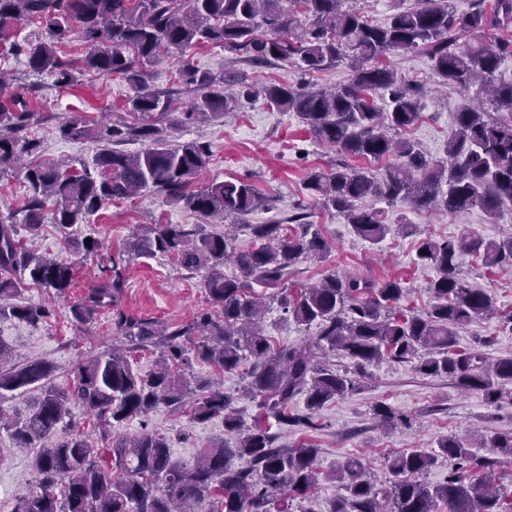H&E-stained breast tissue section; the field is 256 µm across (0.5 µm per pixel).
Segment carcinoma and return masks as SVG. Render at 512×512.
<instances>
[{
	"instance_id": "cac0c4a2",
	"label": "carcinoma",
	"mask_w": 512,
	"mask_h": 512,
	"mask_svg": "<svg viewBox=\"0 0 512 512\" xmlns=\"http://www.w3.org/2000/svg\"><path fill=\"white\" fill-rule=\"evenodd\" d=\"M291 3L288 8L285 3ZM347 0H0V44L26 57L29 69L74 83L72 62L58 55L57 44L76 32L89 50L81 65L124 80L133 91L124 112L106 123L72 115L61 122L65 139L92 138L101 144L93 167L66 169L40 161L41 146L24 135L34 119L26 94L10 87L0 72V171L25 169L23 223L37 229L47 208L62 232L82 224L113 201L144 191L164 192L170 202L206 218L242 219L266 209L265 199L243 180L213 182L189 189L206 167L211 146L205 141L170 144L169 129L187 126L200 116L222 117L241 100L263 93L266 103L297 115L308 131L336 152L326 169L309 173L305 188L322 204L341 213L353 232L376 245L391 232L383 211L368 201L385 199L413 208H433L448 215L480 208L495 221L512 212V79L502 77L503 61L512 57V0H473L459 15L449 0L397 3L388 23L379 26ZM21 20L37 23L47 39L35 44L12 39ZM201 44L222 46L256 65L272 60L301 63L306 72L348 62L349 80L331 88L269 85L262 91L230 73L218 78L184 61ZM422 51L449 86L468 89L480 79L490 87L493 117L479 107L454 113L446 159L428 155L418 143L390 136L415 125L421 114L419 91L398 77L391 56ZM168 55L180 62L179 79L200 92L184 112L173 111V98L148 85L147 67ZM239 86L235 93L224 89ZM140 141L146 148L127 153L115 146ZM393 157L381 177L355 168L349 157ZM299 213L289 223L248 224L252 248L239 251L224 230H187L180 224H149L126 242L130 256L160 252L191 271L204 272L210 301L219 312H201L192 323L159 330L156 323L133 318L116 307L124 287L123 272L112 258L102 267L99 286L73 303L71 314L86 324L102 308L113 309L118 338L127 354L108 351L74 371L72 383L51 382L54 367L30 360L5 367L10 350L0 343V399L4 393L33 387L39 394L12 418L0 413V430L12 447L34 448L49 441L33 459L36 488L17 500L14 512H270V494L295 492L304 499L319 485L318 449L279 448L267 423L316 430L317 415L329 401L360 391L367 367L388 358L417 359L423 376H447L464 392L482 394L490 404L512 402V357L490 359L479 350H459L456 330L493 313L491 297L462 276L458 256L471 254L492 270L512 272V238L486 240L463 233L456 239L424 237L419 262L436 270L430 283L433 302L418 312L403 305L407 288L400 278L375 280L331 274L315 286L287 293V270L302 260L323 256L328 244ZM233 262L237 274H224ZM74 263L39 255L19 238L13 215L0 213V319L36 325L50 317L45 304H18L31 285L57 298L74 286ZM259 284L271 293L254 290ZM276 301L299 325L317 327L304 345L271 344L260 328L266 300ZM192 345H187V342ZM150 347L160 352L157 368L140 373L129 353ZM338 351L349 360L340 372L322 365L316 354ZM214 371L241 373L245 396L257 411L244 425L232 398L210 381L191 384L185 377L190 352ZM304 397V408L294 407ZM188 411L191 419L220 418L233 443L222 442L187 467L173 460L168 440L144 431L112 438V429L143 418L157 406ZM92 418L102 448L91 435L66 428L71 408ZM374 415L384 426L406 420L380 403ZM453 461L448 479L429 486L420 476L438 456L414 450L394 457L390 477H371L363 460L346 458L333 479L342 494L329 512H512V500L490 481L474 477L490 460L453 436L440 444ZM246 457L252 467L234 460Z\"/></svg>"
}]
</instances>
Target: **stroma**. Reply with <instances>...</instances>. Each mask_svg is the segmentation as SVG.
<instances>
[{"instance_id": "35a3bbf8", "label": "stroma", "mask_w": 512, "mask_h": 512, "mask_svg": "<svg viewBox=\"0 0 512 512\" xmlns=\"http://www.w3.org/2000/svg\"><path fill=\"white\" fill-rule=\"evenodd\" d=\"M187 58L202 70L234 72L257 88L270 83L295 85L308 78L297 63L274 61L256 66L218 46L191 48ZM392 64L398 75L414 81L422 91L423 118L411 130V138L432 156L443 157L453 130L454 112L466 104L485 102L483 87L476 84L462 91L444 84L429 58L416 51L393 57ZM1 69L13 73L19 85L29 87V107L40 113L41 120L28 134L40 141L42 160L59 165L92 164L98 148L90 139H62L58 131L61 119L73 114L95 121L111 119L131 93L120 80L94 71L82 72L74 86L60 88L50 75L28 73L23 58L9 54L0 53ZM179 139L207 141L212 147V157L193 177L192 189H204L215 181H249L272 203L271 210L251 215L250 224L283 221L301 210L310 223L318 225L329 253L325 259L307 260L291 268L286 284L292 293L333 272L378 280L398 277L408 289V305L422 310L432 301L429 284L435 271L417 260L419 238H455L466 230L486 239L512 237V213L492 222L477 208L450 217L432 209L414 210L400 202L390 205L378 200L374 206L384 211L389 224L405 220L414 224L416 232H393L381 244L370 245L353 233L343 215L309 200L303 189L307 173L327 167L335 158L334 152L315 141L294 113L278 111L260 96L243 103L228 118L208 115L183 127ZM200 221V216L170 203L162 193L104 205L87 223L72 226L65 235L58 232L51 219H44L37 234L27 235V243L35 252L75 262L74 286L68 297L53 300L54 314L48 322L33 326L0 320V341L10 348L15 362L49 361L54 367V383L68 386L75 366L111 349L115 334L109 309H101L90 324L83 326L72 318L74 300L85 297L102 277L99 256L84 254L79 242L89 237L98 239L104 253L116 256L139 225H192ZM459 262L469 281L487 290L497 310L494 317L458 329L459 345L471 349L487 338L491 341L486 348L489 356L512 355V330L502 322L503 315L512 313V272H489L466 254L460 255ZM124 277L126 284L118 305L132 317L172 326L191 323L197 313L213 307L202 273L184 269L171 257L157 254L131 258ZM380 402L405 417V425L390 431L379 429L372 408ZM318 421L320 427L315 431L277 425L271 431L279 447L311 444L318 448L317 466L322 479L317 506L328 512L338 494L331 475L345 458L361 457L370 472L383 479L392 457L416 448L436 451L439 441L447 436L468 440L479 434L488 440L512 431V404H489L480 394L461 393L450 378L421 375L414 362L386 360L368 368L362 391L329 403L319 412ZM145 427L165 434L173 459L188 466L205 448L224 437L221 421L198 423L188 414L164 406L156 408L146 420L136 419L115 428L114 433L130 436ZM32 456V449L11 448L7 434L0 431V512H13L18 496L34 487Z\"/></svg>"}]
</instances>
